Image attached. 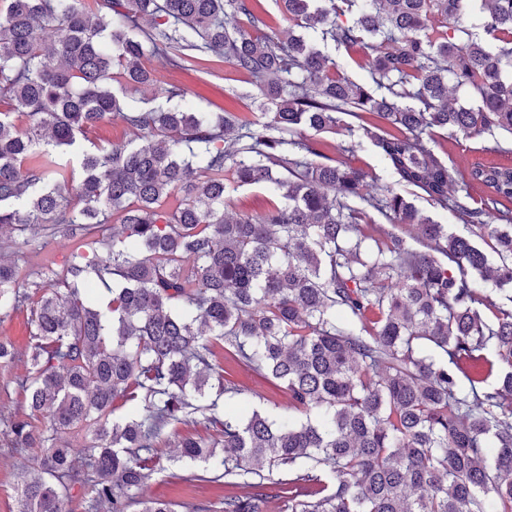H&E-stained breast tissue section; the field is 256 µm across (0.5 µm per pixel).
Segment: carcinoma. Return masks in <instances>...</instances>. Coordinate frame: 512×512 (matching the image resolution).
<instances>
[{
	"label": "carcinoma",
	"instance_id": "cac0c4a2",
	"mask_svg": "<svg viewBox=\"0 0 512 512\" xmlns=\"http://www.w3.org/2000/svg\"><path fill=\"white\" fill-rule=\"evenodd\" d=\"M256 2L0 0V315L29 308L36 368L6 418L12 452L38 449L17 512H65L76 488L86 512H175L145 494L156 449L208 390L235 391L223 352L288 391L276 419L205 415L221 444L180 443L249 488L224 512H267L268 484L288 512H512V165L476 164L456 190L434 152L439 131L512 135V0H480L482 37L465 25L473 0H279L318 44L280 39ZM330 42L362 50L372 86ZM211 57L256 79L264 120L194 112L145 65ZM452 81L472 104L449 102ZM360 112L385 123L361 130L396 182L474 226L495 260L392 187L365 192L362 170L310 159L304 131ZM104 121L134 137L83 151L74 188L71 149ZM255 184L281 202L233 211ZM370 208L399 232L365 235ZM57 235L79 245L30 293L5 250ZM82 428L80 465L64 435ZM332 58L336 60V63L347 71L351 78L359 83H370L371 79L367 70L358 67L349 57L344 48L336 50L329 43L325 49Z\"/></svg>",
	"mask_w": 512,
	"mask_h": 512
}]
</instances>
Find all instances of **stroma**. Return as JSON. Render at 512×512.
Segmentation results:
<instances>
[{
  "label": "stroma",
  "instance_id": "obj_1",
  "mask_svg": "<svg viewBox=\"0 0 512 512\" xmlns=\"http://www.w3.org/2000/svg\"><path fill=\"white\" fill-rule=\"evenodd\" d=\"M159 77L165 83L187 89V100L197 112H252L256 106L247 96L254 90L255 80L251 75L237 71L227 64L210 66L200 72L191 68L169 67L160 70ZM359 119L337 127L335 132L316 135L315 141L322 157L345 161L348 165L369 172L378 184H393V175L367 139L361 138L357 128ZM486 137L468 138L463 135L441 134L436 138L435 152L448 164L461 172H468L474 161L484 155ZM74 248L72 240L47 238L31 245L16 249L15 260L20 275L26 280H35L41 269L44 257H51L57 267H64ZM11 342L18 357L14 363L0 365V401L15 405L24 400V394L14 384L13 379L28 373L27 362L32 338L30 336L29 313L21 309L6 316H0V341ZM224 376L239 389L238 395H223L215 400L213 412L216 416L239 411L242 407L258 408L270 416H278L288 405V393L279 383L265 378L238 363L232 358H224ZM218 436L202 417H195L170 425L165 432V444L158 457L159 465L152 474L147 495L160 497L175 504L177 512H192L200 507H219L230 488L224 482L187 483L186 477L194 472L191 464L179 462L178 444L185 438L213 440Z\"/></svg>",
  "mask_w": 512,
  "mask_h": 512
}]
</instances>
